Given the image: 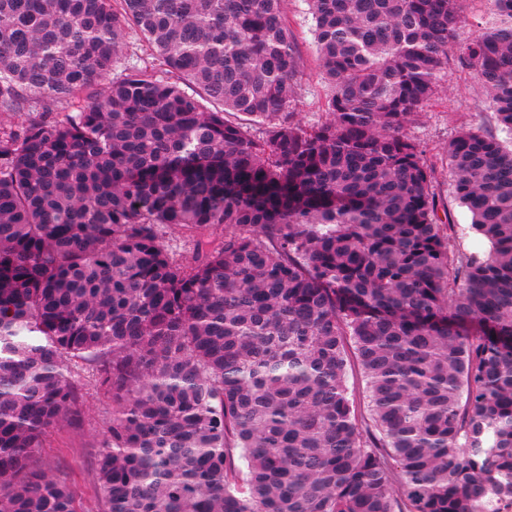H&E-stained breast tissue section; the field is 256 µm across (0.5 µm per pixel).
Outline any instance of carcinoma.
I'll use <instances>...</instances> for the list:
<instances>
[{
    "label": "carcinoma",
    "mask_w": 512,
    "mask_h": 512,
    "mask_svg": "<svg viewBox=\"0 0 512 512\" xmlns=\"http://www.w3.org/2000/svg\"><path fill=\"white\" fill-rule=\"evenodd\" d=\"M308 2L305 124L285 0H0V512H79L37 460L82 368L103 512L512 504V144L448 143L467 253L405 133L454 56L512 134V0L463 43L465 0ZM286 18L298 38L304 69L300 78L297 102L298 118L302 122L316 121L324 112L328 88L324 84L310 33L312 16L305 0H286ZM128 32L123 49V55L126 57L125 62L129 59L132 63L140 66L154 64L155 61L150 56V52L145 46L141 35L134 30H129Z\"/></svg>",
    "instance_id": "1"
}]
</instances>
